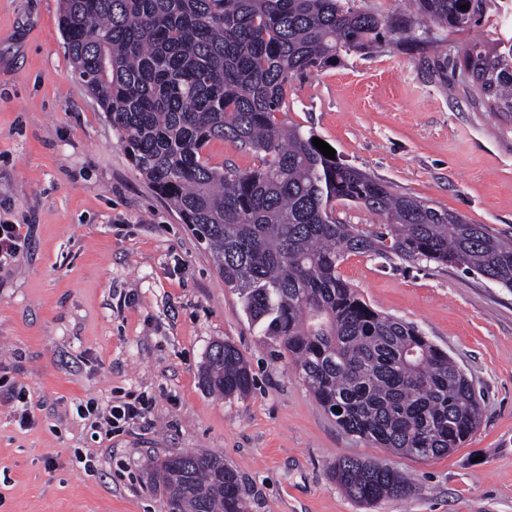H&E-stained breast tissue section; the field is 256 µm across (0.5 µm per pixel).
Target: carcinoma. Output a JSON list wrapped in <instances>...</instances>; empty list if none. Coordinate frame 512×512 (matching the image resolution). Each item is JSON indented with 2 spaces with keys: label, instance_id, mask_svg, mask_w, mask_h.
Wrapping results in <instances>:
<instances>
[{
  "label": "carcinoma",
  "instance_id": "obj_1",
  "mask_svg": "<svg viewBox=\"0 0 512 512\" xmlns=\"http://www.w3.org/2000/svg\"><path fill=\"white\" fill-rule=\"evenodd\" d=\"M349 2L62 0L60 23L79 78L136 169L204 239L224 285L336 424L381 448L436 458L473 435L479 395L448 353L415 325L370 308L338 266L348 254L393 255L459 267L512 291V239L394 193L279 120L295 77L344 53L416 42L406 20ZM417 2L426 22L470 29L491 0ZM461 66L475 103L512 112V48L475 39ZM214 140L255 154L259 165H211L203 151ZM335 201L385 224H346ZM201 377L226 398L252 385L247 360L225 341L211 345ZM154 475L179 512H250L241 478L220 455L172 454ZM333 476L366 505L412 492L405 475L369 459L342 457Z\"/></svg>",
  "mask_w": 512,
  "mask_h": 512
}]
</instances>
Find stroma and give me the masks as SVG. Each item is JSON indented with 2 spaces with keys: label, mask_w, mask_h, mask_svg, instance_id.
Returning a JSON list of instances; mask_svg holds the SVG:
<instances>
[{
  "label": "stroma",
  "mask_w": 512,
  "mask_h": 512,
  "mask_svg": "<svg viewBox=\"0 0 512 512\" xmlns=\"http://www.w3.org/2000/svg\"><path fill=\"white\" fill-rule=\"evenodd\" d=\"M351 5L439 38L444 77L420 47L345 54L292 80L280 120L395 193L512 237V116L475 104L459 68L474 33L512 39V15L493 0L477 30L442 31L413 0ZM60 8L0 0V224L26 236L18 256L0 258V383L31 399L23 426L20 406L0 396V512H166L146 465L186 451L223 456L251 512H512V292L453 266L346 256L339 272L371 308L413 323L463 370L481 418L460 448L431 459L345 432L135 169L68 56ZM217 341L249 360L247 395L203 388ZM87 401L145 411L109 434L77 415ZM341 457L400 471L411 495L356 502L332 475Z\"/></svg>",
  "instance_id": "obj_1"
}]
</instances>
